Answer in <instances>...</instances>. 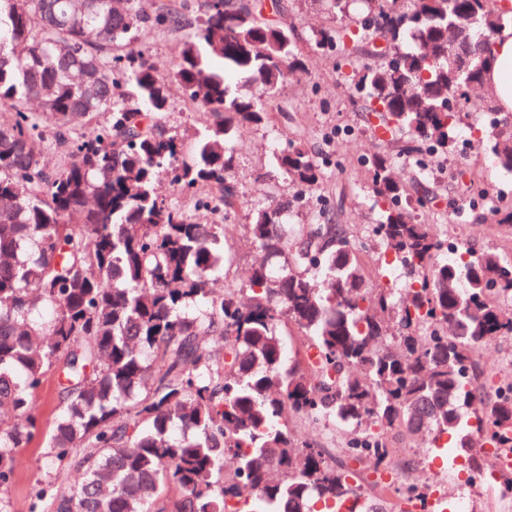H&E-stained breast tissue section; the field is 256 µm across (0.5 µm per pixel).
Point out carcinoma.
<instances>
[{
    "label": "carcinoma",
    "mask_w": 512,
    "mask_h": 512,
    "mask_svg": "<svg viewBox=\"0 0 512 512\" xmlns=\"http://www.w3.org/2000/svg\"><path fill=\"white\" fill-rule=\"evenodd\" d=\"M317 2L358 31L320 29L314 46L341 50L348 89L398 144L368 160L381 252L327 211L302 221L268 186L244 225L261 260L243 301L207 288L242 205L229 133L276 118L225 73L275 93L304 71L297 30L260 0H206L162 75L135 35L179 26L190 0L153 17L139 0H0V109L15 114L0 126V407L17 417L0 419V512L54 370L63 406L44 441L71 465L32 491L30 512H385L348 461L388 465L395 433L452 439L476 471L492 460L475 432L512 454V389L480 381L477 360L512 337V259L462 240L441 258L436 225L400 206L428 208L427 191L395 174L400 156L448 158L460 128L449 97L497 111L485 74L512 14L492 0ZM355 52L377 62L361 68ZM172 86L197 115L190 135L163 124ZM75 120L71 158L46 169L40 127L65 141ZM482 142L512 172V114ZM274 164L302 196L323 183L301 137ZM163 176L215 220L159 195ZM297 421L339 437L299 440ZM80 447L98 454L73 458ZM432 487L401 482L390 508L426 509Z\"/></svg>",
    "instance_id": "cac0c4a2"
}]
</instances>
